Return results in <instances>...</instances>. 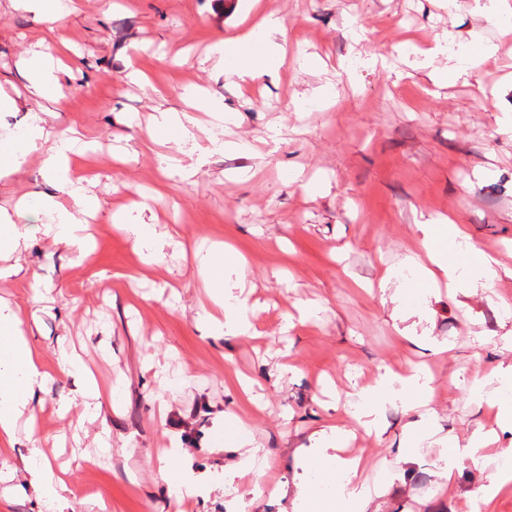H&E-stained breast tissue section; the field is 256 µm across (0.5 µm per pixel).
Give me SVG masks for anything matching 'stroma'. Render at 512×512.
Returning a JSON list of instances; mask_svg holds the SVG:
<instances>
[{"label": "stroma", "mask_w": 512, "mask_h": 512, "mask_svg": "<svg viewBox=\"0 0 512 512\" xmlns=\"http://www.w3.org/2000/svg\"><path fill=\"white\" fill-rule=\"evenodd\" d=\"M267 12L290 34L286 59L239 86L208 50ZM503 27L491 0H74L64 34L78 56L47 129L95 143L85 160L101 204L95 250L78 262L33 226L21 255L0 254V268L22 267L0 280V299L40 316L33 342L51 379L36 394L39 434L45 462L74 491L67 512H91L94 501L105 512H227L220 490L177 499L159 474L164 454L176 448L195 472H220L225 449L257 446L268 453L258 480L287 484L289 497L254 505L257 479L246 474L234 482L236 512H291L299 487L333 483L329 461H303L300 447L336 425L356 429L355 389L422 365L443 437L464 444L493 428L500 447L512 446L495 409L468 396L477 381L496 389L499 367L512 364V34ZM44 34L32 12L0 0V89L19 104L0 112L2 135L41 109L21 62ZM447 37L458 51L475 39L497 51L471 78L437 85L429 73L448 59L431 49ZM374 54L391 70L372 67ZM197 86L224 103L223 139L249 141L252 153L204 151L202 132L181 147L155 136L161 111L187 109L184 93ZM165 158L183 174L162 175ZM47 188L29 156L0 182V207ZM132 201L160 237L149 269L110 222ZM446 218L506 273L467 298L444 287L410 297L400 332L379 283L420 250L422 224ZM203 243L246 258L245 280L229 270L224 279L247 299L256 336L214 339L199 328L209 304L194 261ZM302 306L317 317L284 328ZM63 344L118 387L114 405L68 409ZM238 373L252 378L255 400L231 418L224 385ZM376 417L378 431H358L354 446L371 461L363 480L388 489L384 512H512V487L478 491L502 459L463 457L448 477L442 441L420 446L409 403L380 398ZM105 429L106 452L96 441Z\"/></svg>", "instance_id": "1"}]
</instances>
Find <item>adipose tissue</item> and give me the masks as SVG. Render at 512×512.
<instances>
[{
    "label": "adipose tissue",
    "mask_w": 512,
    "mask_h": 512,
    "mask_svg": "<svg viewBox=\"0 0 512 512\" xmlns=\"http://www.w3.org/2000/svg\"><path fill=\"white\" fill-rule=\"evenodd\" d=\"M72 0H14L16 6L32 11L43 23L49 35L38 43L37 51L27 61L30 93L37 99L57 98L63 86L64 71L59 59L69 55L71 47L63 30L70 15ZM285 33L282 19L269 14L247 33L217 40L210 48L218 59L233 58V74L242 81H252L274 70L284 60L280 42ZM39 152L41 169L52 185V192H30L27 200L13 212L0 210V251L18 252L26 246L25 227L49 216L47 226L55 241L71 247L78 256L90 251L83 234L88 218L99 211L98 199L88 194L75 176L74 156L79 153L78 139L59 137L47 140L40 118H33L22 138H0V178L19 171L25 157ZM423 255H409L405 265L414 273L410 287H398V297L410 293H428L437 276H444L453 291L468 295L480 288L490 287L498 275V260L490 253L476 248L465 236L460 225L433 223L423 227ZM200 269L209 289L213 308L200 315L208 335H244L249 325L242 316L244 303L228 293L218 268H234L245 275L246 268L232 250L213 247L199 259ZM39 317L34 312H22L0 306V441L14 442L21 418L35 419L33 407L37 390L48 382L32 342ZM428 381L418 375L385 376L372 388L359 390L354 409L371 417L373 406L382 395L404 399L427 388ZM309 457L330 458L340 477L329 506L334 512H380L383 493L357 482L356 475L363 464L362 457H342L329 454L327 449L313 448ZM164 482L176 489L179 496L202 497L214 489H230L237 469L224 474L202 476L185 468L178 451H171L160 469ZM26 478L39 502L53 505L63 512L69 504L70 490L54 469L46 463L28 468Z\"/></svg>",
    "instance_id": "obj_1"
}]
</instances>
